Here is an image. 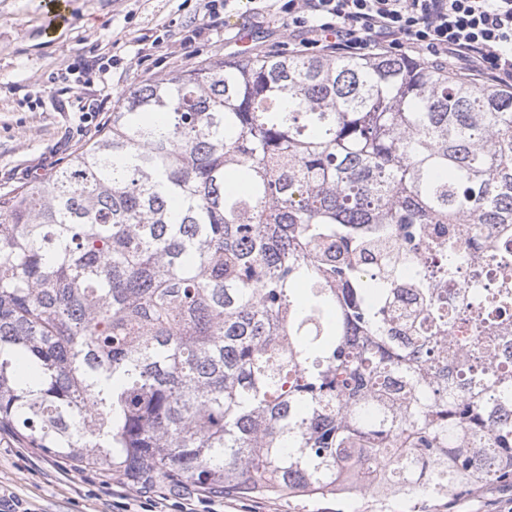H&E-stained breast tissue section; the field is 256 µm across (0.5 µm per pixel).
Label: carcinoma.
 <instances>
[{
    "instance_id": "obj_1",
    "label": "carcinoma",
    "mask_w": 512,
    "mask_h": 512,
    "mask_svg": "<svg viewBox=\"0 0 512 512\" xmlns=\"http://www.w3.org/2000/svg\"><path fill=\"white\" fill-rule=\"evenodd\" d=\"M510 330L512 91L405 57L203 62L0 195V430L132 484H512Z\"/></svg>"
}]
</instances>
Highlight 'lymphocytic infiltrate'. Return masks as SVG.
<instances>
[{
  "label": "lymphocytic infiltrate",
  "instance_id": "1",
  "mask_svg": "<svg viewBox=\"0 0 512 512\" xmlns=\"http://www.w3.org/2000/svg\"><path fill=\"white\" fill-rule=\"evenodd\" d=\"M257 13L288 17L305 49L365 58L418 57L496 88L512 89V0H261Z\"/></svg>",
  "mask_w": 512,
  "mask_h": 512
}]
</instances>
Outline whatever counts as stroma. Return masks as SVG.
Segmentation results:
<instances>
[{
	"label": "stroma",
	"mask_w": 512,
	"mask_h": 512,
	"mask_svg": "<svg viewBox=\"0 0 512 512\" xmlns=\"http://www.w3.org/2000/svg\"><path fill=\"white\" fill-rule=\"evenodd\" d=\"M204 32L184 52L173 34ZM254 54L288 46V21L258 23L250 0L232 15L206 17L200 0H0V194L58 168L94 139L108 113L103 98L160 80L213 58L238 55L241 30ZM112 60L107 72L96 64ZM29 512H512V489L499 483L454 500L379 501L354 497H228L191 483L139 490L138 486L78 468L66 457L25 447L0 433V499Z\"/></svg>",
	"instance_id": "stroma-1"
}]
</instances>
